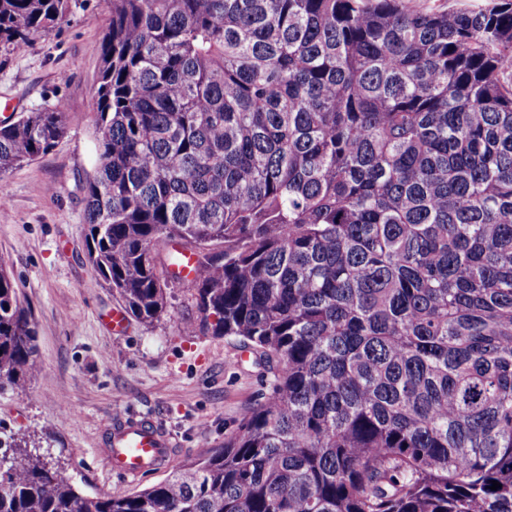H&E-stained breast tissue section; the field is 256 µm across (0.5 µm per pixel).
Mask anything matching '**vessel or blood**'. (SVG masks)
Listing matches in <instances>:
<instances>
[{
  "label": "vessel or blood",
  "instance_id": "obj_1",
  "mask_svg": "<svg viewBox=\"0 0 512 512\" xmlns=\"http://www.w3.org/2000/svg\"><path fill=\"white\" fill-rule=\"evenodd\" d=\"M102 447L112 472L131 481L170 466L175 458L170 434L150 417L114 415Z\"/></svg>",
  "mask_w": 512,
  "mask_h": 512
}]
</instances>
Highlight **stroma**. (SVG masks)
I'll return each instance as SVG.
<instances>
[{
	"label": "stroma",
	"instance_id": "1",
	"mask_svg": "<svg viewBox=\"0 0 512 512\" xmlns=\"http://www.w3.org/2000/svg\"><path fill=\"white\" fill-rule=\"evenodd\" d=\"M109 19L105 0H71L55 28L0 67V102L12 105L0 123L57 102L69 116L52 151L6 176L0 264L37 324L42 369L26 390L0 392V442L21 441L87 496L135 494L169 475L164 469L130 483L110 471L99 444L114 412L162 424L181 466L222 446L266 391L241 343L183 335L182 322L197 315L190 286L176 290L152 325L132 320L114 332L100 321L120 302L87 259L84 197L95 170V48Z\"/></svg>",
	"mask_w": 512,
	"mask_h": 512
}]
</instances>
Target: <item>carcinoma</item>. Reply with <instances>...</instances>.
<instances>
[{
  "instance_id": "cac0c4a2",
  "label": "carcinoma",
  "mask_w": 512,
  "mask_h": 512,
  "mask_svg": "<svg viewBox=\"0 0 512 512\" xmlns=\"http://www.w3.org/2000/svg\"><path fill=\"white\" fill-rule=\"evenodd\" d=\"M106 2L87 259L143 324L190 283L183 333L252 349L267 392L134 495L17 444L0 512H512V0ZM68 9L0 0V66ZM67 124L0 126V201ZM36 336L0 267V390ZM486 0H403L404 7L413 12L429 13L454 9L457 11H477Z\"/></svg>"
}]
</instances>
